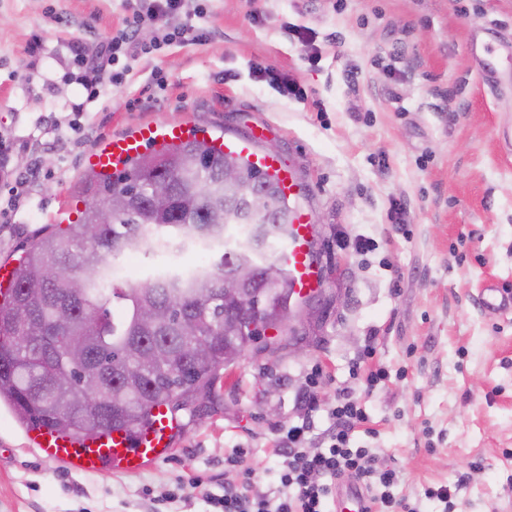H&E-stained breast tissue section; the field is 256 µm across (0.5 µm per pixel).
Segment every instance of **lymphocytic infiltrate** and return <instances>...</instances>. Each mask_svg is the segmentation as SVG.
<instances>
[{
    "label": "lymphocytic infiltrate",
    "mask_w": 512,
    "mask_h": 512,
    "mask_svg": "<svg viewBox=\"0 0 512 512\" xmlns=\"http://www.w3.org/2000/svg\"><path fill=\"white\" fill-rule=\"evenodd\" d=\"M140 8L131 25L113 31L96 53L73 49V66L87 101H96L108 87L125 82L137 62L146 54L186 41L205 43L210 37L206 25L211 13L209 0H139ZM181 14L183 25L166 24L167 16ZM154 26L153 43L140 41L138 28ZM368 416L350 393H342L329 413V424L316 430L310 421L281 429L270 454L276 461L279 482L277 497L252 480L228 483L220 495H210L216 512H329L336 479L352 476L370 492L374 512H390L396 504L393 487L398 481L394 470L379 466L369 448L351 445L354 429Z\"/></svg>",
    "instance_id": "1"
}]
</instances>
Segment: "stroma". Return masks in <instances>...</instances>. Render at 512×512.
I'll use <instances>...</instances> for the list:
<instances>
[{"label":"stroma","instance_id":"35a3bbf8","mask_svg":"<svg viewBox=\"0 0 512 512\" xmlns=\"http://www.w3.org/2000/svg\"><path fill=\"white\" fill-rule=\"evenodd\" d=\"M135 0H0V166L40 162L0 263L47 225L77 223L96 146L149 122L275 146L297 206L315 219L319 292L291 329L263 336L220 369L210 392L173 412L170 452L136 474L84 473L43 460L0 404V512H209L169 503L175 480H235L224 460L247 449L261 485L278 488L268 450L308 415L299 396L324 380L317 428L367 343L389 377L362 400L397 498L442 512L430 488H457L454 512H512V312L488 314L486 282L512 290V0H213L208 42L144 57L105 102L85 103L72 46L122 27ZM309 32L312 43L300 32ZM41 41L33 55L29 47ZM267 66L301 96L257 77ZM167 79L158 88L154 70ZM84 103L80 145L32 155L49 113ZM368 238L371 250L353 240Z\"/></svg>","mask_w":512,"mask_h":512}]
</instances>
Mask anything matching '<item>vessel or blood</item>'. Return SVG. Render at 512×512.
<instances>
[{
    "label": "vessel or blood",
    "instance_id": "b4317fda",
    "mask_svg": "<svg viewBox=\"0 0 512 512\" xmlns=\"http://www.w3.org/2000/svg\"><path fill=\"white\" fill-rule=\"evenodd\" d=\"M192 130L184 124L147 123L130 135L113 138L103 147L91 152L88 165L96 172L109 176L123 162L136 158L144 146L165 147L190 139ZM217 148L247 157L277 176L286 196L297 193V183L290 172L273 158L253 153L249 142L217 139ZM282 261L290 275L294 297L303 300L314 295L320 287V271L314 251V218L306 209L295 208L291 233L282 253ZM485 309L492 314L512 311V294L491 287L483 298ZM153 426L139 437L122 430L103 432L91 439L62 436L43 428L34 429L30 436L38 452L47 460L70 468L95 473L114 468L125 473L140 471L147 463L165 457L171 442V419L167 407L153 411ZM367 493L359 485L345 481L336 488L335 512H364Z\"/></svg>",
    "mask_w": 512,
    "mask_h": 512
}]
</instances>
